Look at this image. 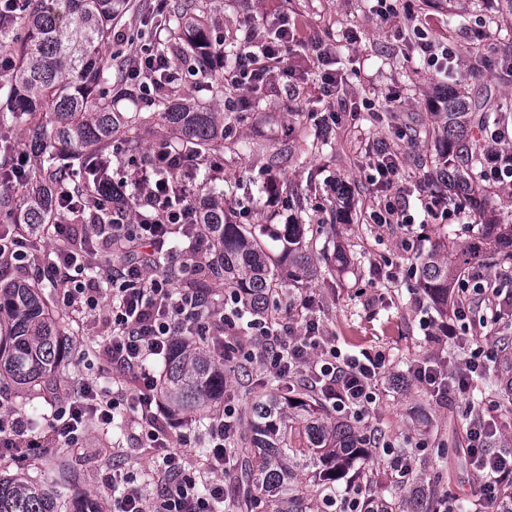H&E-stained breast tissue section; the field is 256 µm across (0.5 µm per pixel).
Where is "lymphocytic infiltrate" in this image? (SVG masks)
Returning a JSON list of instances; mask_svg holds the SVG:
<instances>
[{"mask_svg":"<svg viewBox=\"0 0 512 512\" xmlns=\"http://www.w3.org/2000/svg\"><path fill=\"white\" fill-rule=\"evenodd\" d=\"M299 39L298 27L282 24L267 31L251 24L239 45L233 66L224 70V84L230 90L224 109L238 111L244 106V92L267 85L277 65L290 54ZM180 68L173 57L142 47L130 57L125 77L142 83L145 98L152 99L170 90ZM512 131L501 125L485 130L482 136L486 163L480 179L488 187H512ZM368 182L375 188L371 218L377 224L412 225L415 218L406 200L408 190L399 185L400 157L388 147H380ZM159 179L146 184L136 209L125 179L109 174L95 175L93 182L111 201L116 216L112 223L100 224L90 217L63 216L55 224L53 236L78 243L75 252L58 253L49 266L54 281L61 285L58 303L64 309L103 322L106 336L96 341L95 350L120 373L115 388L94 389L83 385L79 394L58 399L43 436L29 437L30 421L16 412L0 420V447L16 450L47 448L59 443L76 446L90 427L111 424L116 416L128 415L140 428L143 447L154 449L155 479L160 491L145 500L131 473L113 471L111 481L118 489L112 512H217L224 500L223 484L211 481V474L225 471L231 462L228 450L229 427L237 418L234 405H225L209 426L211 451L202 466L189 467L172 450L171 440L156 410L157 378L148 364L168 351L177 338L189 331L210 337L214 350L247 365L261 359L267 370L279 378L302 375L308 385L331 404L332 410L354 421L368 419L379 402L378 385L389 373L384 351L364 349L350 354L325 336L318 323L306 320L304 333L289 335L287 329L262 319H246L236 291L224 292L221 310H214L207 293L194 281L206 263L205 236L198 230V209L178 185L181 158L171 145L158 147L150 157ZM191 233L193 245L177 248V235ZM93 242L96 251L121 253L122 262L110 269L87 272L82 244ZM494 294L498 301L493 322H512V292L490 286L480 270H473L458 283V302L448 325L440 327L437 343L456 341L467 329L473 295ZM247 325L261 339L260 353L243 346L238 330ZM498 359L492 347L476 344L462 366L449 370L422 363L411 377L439 399L467 393L475 376L487 362ZM496 433L491 408L474 403L469 411L465 453L478 476L474 494L475 512H512V453L491 451ZM328 512H364L373 506L383 512V504L370 482L348 479L343 490L325 495Z\"/></svg>","mask_w":512,"mask_h":512,"instance_id":"obj_1","label":"lymphocytic infiltrate"}]
</instances>
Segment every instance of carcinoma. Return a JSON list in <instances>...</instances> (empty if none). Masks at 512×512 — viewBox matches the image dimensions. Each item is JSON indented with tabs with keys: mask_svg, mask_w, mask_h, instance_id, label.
<instances>
[{
	"mask_svg": "<svg viewBox=\"0 0 512 512\" xmlns=\"http://www.w3.org/2000/svg\"><path fill=\"white\" fill-rule=\"evenodd\" d=\"M129 8V0H28V7L0 22V129L17 128L23 150L35 159L82 156L102 164L111 161L113 144L136 128L158 123L171 130L185 157L208 158L231 148L225 142L224 113L191 100L158 101L159 110H116L112 95V21ZM200 0H184L183 21L167 24L160 45L191 62L203 86L224 98V67L210 64L215 40L198 12ZM433 134L441 150L430 161L431 179L484 201L488 190L479 181L481 152L475 129L502 119L485 103L448 95L446 111L431 113ZM87 212L112 218L109 204L96 193L80 198ZM11 231L59 222L63 208L57 187L35 165L30 176L0 185V211ZM200 226L210 245L206 270L196 281L204 288L212 278L240 294L245 310L275 317L270 302L286 288L277 257L244 224L227 219L224 194L211 192L200 209ZM317 235L305 239V225H288V266L296 277L317 273ZM492 251L501 264L512 265V224L486 221L470 241L445 237L421 257V288L437 305L448 308V293L471 266ZM66 347L54 301L39 283H0V389L38 391L56 380ZM160 396L173 412L200 424L224 399L231 368L195 336L179 338L158 371ZM310 390L292 396L261 393L245 416L247 434L234 449L243 496L237 507L251 509L264 499L273 512H319L312 494L334 483L340 469L360 447L359 433L348 421L317 411ZM307 478L298 477L299 470ZM65 468L56 466L40 476L24 472L0 475V512H90L89 502L70 497Z\"/></svg>",
	"mask_w": 512,
	"mask_h": 512,
	"instance_id": "1",
	"label": "carcinoma"
}]
</instances>
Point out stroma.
Segmentation results:
<instances>
[{
  "instance_id": "stroma-1",
  "label": "stroma",
  "mask_w": 512,
  "mask_h": 512,
  "mask_svg": "<svg viewBox=\"0 0 512 512\" xmlns=\"http://www.w3.org/2000/svg\"><path fill=\"white\" fill-rule=\"evenodd\" d=\"M174 0H134V8L115 22L116 32L128 42L113 43V52L131 54L134 41L149 33L148 21L158 3ZM503 0H412L409 11L387 22L378 14L376 0H206L205 18L212 33L222 34L227 45H237L243 28L254 18L277 22L282 16L299 18L306 48H294L290 63L295 82L274 75L260 92L250 94V105L225 117V133L237 140V151H225L219 167L203 163L190 169L183 184L187 191L204 195L206 189L224 192L228 213L240 224L253 225L270 249H277V230L289 216L301 214L304 223L319 227L318 273L314 278L289 281L280 304L300 307L312 297V314L342 350L376 347L391 355V373L380 387V404L365 430L375 431L398 448H413L426 441L425 452L415 455L411 467L427 476L437 493L470 498L478 477L463 453L466 439L467 400L453 396L433 399L411 379L407 367L416 360L437 358L454 367L466 358L473 340L493 346L502 361L512 360V327L505 324L471 328L459 343L442 347L429 343L420 326L422 318H445L428 296L413 300L418 280L411 274L420 252L445 234L464 240L477 234L470 213L442 225L372 224L368 215L374 201L365 179L370 158L368 146L385 143L402 159L399 178L410 187L427 185L423 159L434 151L428 133V114L434 97L443 96L447 83H455L468 99H486L506 120L512 121V74L503 68L473 70L464 46L479 45L496 58L512 56V38L503 20ZM430 28L439 40H448L457 55L450 75L426 70L414 48L413 27ZM337 48L334 67L345 82L335 95L323 96L321 69L311 43ZM397 96L399 107L388 99ZM370 102V109L351 120L356 103ZM339 119L328 123L329 110ZM327 125L329 148L312 145L318 125ZM170 137L167 129L153 127L134 134L131 141L115 146L110 172L128 181L132 196H139L145 169L131 166V158L144 155ZM350 189L346 202L336 197L337 185ZM409 249H401L402 241ZM397 265L394 282L378 277L377 264ZM501 368L478 378L474 396L493 404L500 433L493 450L512 452V395L501 388ZM269 377L261 361L231 377L229 397L247 410L254 395ZM118 374L87 347H76L62 363L58 381L76 391L84 382L104 387ZM52 394L7 390L0 393V416L18 409L31 415L36 427L52 411ZM139 429L128 422L91 430L92 448H37L24 454L0 456V473L24 470L37 475L47 462L69 466L79 494L97 499L102 512L112 508V489L107 479L113 466L133 471L136 486L152 498L158 487L151 477L153 463L138 439Z\"/></svg>"
}]
</instances>
